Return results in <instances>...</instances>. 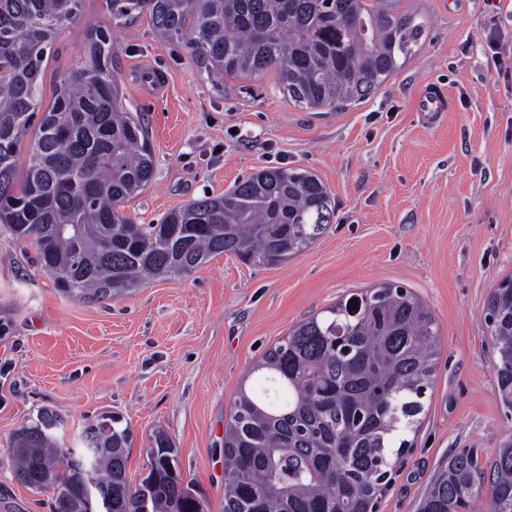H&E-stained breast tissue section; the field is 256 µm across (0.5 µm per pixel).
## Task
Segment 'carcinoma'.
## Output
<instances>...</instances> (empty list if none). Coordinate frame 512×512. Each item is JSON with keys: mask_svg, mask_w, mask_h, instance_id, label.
I'll return each instance as SVG.
<instances>
[{"mask_svg": "<svg viewBox=\"0 0 512 512\" xmlns=\"http://www.w3.org/2000/svg\"><path fill=\"white\" fill-rule=\"evenodd\" d=\"M81 0H0V226L36 247L69 297L97 301L156 278L187 275L222 254L281 264L309 249L335 217L314 173L263 168L224 193L195 199L157 224L125 210L152 183L146 129L112 74V30L84 34L83 60L38 101L44 57ZM402 0H105L114 24L149 19L163 43H183L201 73L224 79L270 70L294 106L319 112L373 95L409 60L427 23ZM35 129L24 172L23 139ZM288 331L252 368L224 424L223 512H375L390 468L408 448L434 381V317L394 284L353 294ZM484 320L494 341L500 402L512 412V275L491 289ZM42 409L10 440L18 479L55 489V502L93 497L100 512H201L177 452L156 429L150 470L127 477L133 430L100 415L81 450ZM512 512V436L491 461L473 448L448 456L418 512Z\"/></svg>", "mask_w": 512, "mask_h": 512, "instance_id": "cac0c4a2", "label": "carcinoma"}]
</instances>
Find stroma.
I'll list each match as a JSON object with an SVG mask.
<instances>
[{
    "label": "stroma",
    "mask_w": 512,
    "mask_h": 512,
    "mask_svg": "<svg viewBox=\"0 0 512 512\" xmlns=\"http://www.w3.org/2000/svg\"><path fill=\"white\" fill-rule=\"evenodd\" d=\"M403 5L427 21L417 52L371 97L333 112L295 107L271 72L216 90L148 20L114 28L112 72L156 156L152 185L128 204L140 223L274 167L317 174L335 218L282 264L224 254L94 302L60 294L34 246L0 232V512H53V489L18 482L8 450L45 407L69 438L100 412L123 415L134 431L132 478L149 435L163 429L204 512H222L224 424L249 369L295 324L381 282L429 307L439 356L414 446L376 512H417L451 451L475 448L486 460L512 436L484 321L491 288L512 273V0ZM109 22L102 0H82L43 63L41 108L85 28ZM495 30L506 35L500 66L486 47ZM430 84L450 102L434 124L417 110Z\"/></svg>",
    "instance_id": "obj_1"
}]
</instances>
